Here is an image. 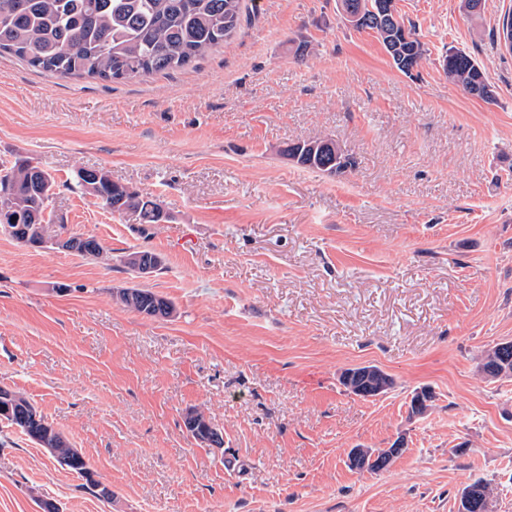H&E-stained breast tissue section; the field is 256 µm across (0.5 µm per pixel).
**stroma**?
Segmentation results:
<instances>
[{"instance_id": "obj_1", "label": "stroma", "mask_w": 512, "mask_h": 512, "mask_svg": "<svg viewBox=\"0 0 512 512\" xmlns=\"http://www.w3.org/2000/svg\"><path fill=\"white\" fill-rule=\"evenodd\" d=\"M191 66L127 79L60 77L0 56V169L26 160L57 188L52 240L95 238L94 260L0 233V385L23 395L112 490L82 489L0 421V512H458L481 478L512 512V377L481 355L512 341V0H397L426 54L399 71L337 0H254ZM479 63L495 99L446 76ZM313 138L352 166L283 156ZM156 198L141 224L76 186L79 169ZM164 260L142 284L167 319L125 307L124 260ZM375 365L394 387L339 381ZM434 394L410 412L420 388ZM202 410L216 450L184 426ZM404 451L352 469L354 448ZM443 65L448 77L460 85L467 93L472 95L469 87L473 85L485 84L491 89L482 68L475 59L466 52L461 50H449L448 55L444 58ZM491 92L492 95L489 97L480 95H478V97L490 100L493 98L492 89ZM368 368H374L382 374L378 381L363 379L360 373ZM340 382L347 390L365 399L384 394L394 386L392 376L375 365L348 368L341 373Z\"/></svg>"}]
</instances>
